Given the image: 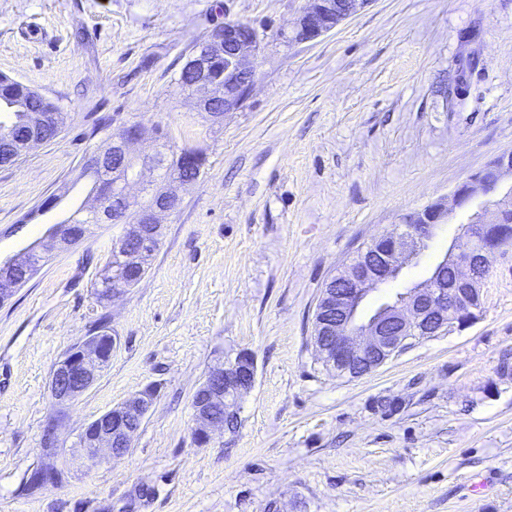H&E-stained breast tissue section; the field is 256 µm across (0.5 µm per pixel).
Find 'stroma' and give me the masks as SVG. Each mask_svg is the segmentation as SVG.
<instances>
[{
    "label": "stroma",
    "instance_id": "stroma-1",
    "mask_svg": "<svg viewBox=\"0 0 512 512\" xmlns=\"http://www.w3.org/2000/svg\"><path fill=\"white\" fill-rule=\"evenodd\" d=\"M306 0H0V74L67 114L54 141L0 166V260L46 240L36 209L76 184L123 126L160 128L207 162L162 218L152 267L106 304L93 284L119 224H96L0 306V512H512V245L489 256L473 323L359 378L328 371L320 290L357 247L512 149V0H371L312 43L283 34ZM256 27L253 92L223 125L177 84L194 42ZM103 132L93 133L97 119ZM456 215L364 315L465 248ZM108 370L56 411V360L100 320ZM250 351L236 433L197 445L192 395ZM128 454L62 466L76 434L147 387ZM55 426L61 448L41 447Z\"/></svg>",
    "mask_w": 512,
    "mask_h": 512
}]
</instances>
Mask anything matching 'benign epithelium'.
<instances>
[{
	"instance_id": "1",
	"label": "benign epithelium",
	"mask_w": 512,
	"mask_h": 512,
	"mask_svg": "<svg viewBox=\"0 0 512 512\" xmlns=\"http://www.w3.org/2000/svg\"><path fill=\"white\" fill-rule=\"evenodd\" d=\"M372 0H308L288 34L290 43L313 42L334 31L341 23L368 6ZM261 45L258 30L246 23L227 21L212 29L202 44L187 57L186 71L195 77L200 92L192 97L198 112L206 113L213 125L224 122L225 114L241 109L255 81L250 59ZM224 56V107L212 106L207 91V75L212 53ZM45 123L40 112L29 115L32 136L20 150L24 155L44 141L37 132ZM145 142V130L139 124L127 126L111 139L112 154L91 153L85 163L92 169L112 167V194L125 201L134 218L112 211L113 224L124 225L115 238L112 251L124 268L139 267L143 257L161 239V216L174 211L186 184L169 175L171 167H190L194 158L169 147L158 135L148 150L136 151ZM157 173V178L143 185L146 202L131 195L130 173L136 168ZM512 150L498 154L483 169L458 184L448 200L428 203L413 212L402 223L371 238L362 246L356 259L347 263L333 288L325 289L315 317L314 343L325 367L340 376L361 377L402 353L412 337L437 336L451 328H465L474 320L484 279L478 269L489 267L488 253L492 247H476L477 235L463 231L470 246L453 254L448 262L455 269L450 283L434 278L418 284L384 303L365 318L361 306L368 294L395 280L404 265L415 259L425 242L460 210L470 212L469 224L499 237L512 236ZM86 224H56L51 245L29 246L22 257L29 261L27 273L49 260L53 250L70 246L85 237ZM17 259L0 262V304L9 301L27 278H18ZM133 284L118 273L106 281L105 296L113 300ZM116 338L101 327L97 332L73 344L55 363L50 379V394L57 412L85 394L112 363ZM256 361L254 355L242 351L235 358L211 367L193 394L195 426L193 438L199 445L210 442L213 432L224 429L227 420L237 419L240 399L254 386ZM155 392L146 389L91 421L76 436L78 454L66 461L71 467L91 468L103 454L121 457L132 445L134 433L151 409ZM224 407V418L212 414L214 405ZM61 480L58 468H37L30 474L33 489Z\"/></svg>"
}]
</instances>
